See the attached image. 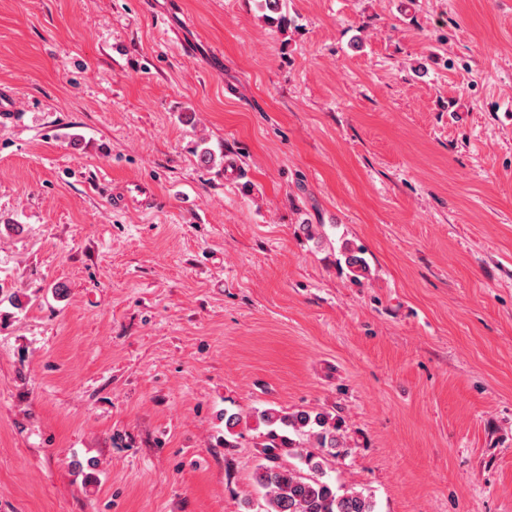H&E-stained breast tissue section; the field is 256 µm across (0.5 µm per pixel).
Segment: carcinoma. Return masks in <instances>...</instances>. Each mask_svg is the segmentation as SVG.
<instances>
[{
    "label": "carcinoma",
    "mask_w": 512,
    "mask_h": 512,
    "mask_svg": "<svg viewBox=\"0 0 512 512\" xmlns=\"http://www.w3.org/2000/svg\"><path fill=\"white\" fill-rule=\"evenodd\" d=\"M264 19L277 26L286 22L282 0H258ZM345 263L359 277L367 263L358 251L344 245ZM255 447L260 460L252 481L262 494L263 512H376L372 498L325 478L329 459L346 454L341 418L324 410L290 412L274 407L254 411ZM240 415L224 413V447H235Z\"/></svg>",
    "instance_id": "carcinoma-1"
}]
</instances>
